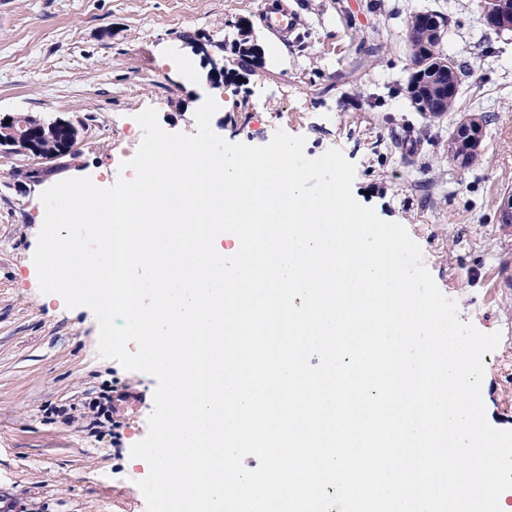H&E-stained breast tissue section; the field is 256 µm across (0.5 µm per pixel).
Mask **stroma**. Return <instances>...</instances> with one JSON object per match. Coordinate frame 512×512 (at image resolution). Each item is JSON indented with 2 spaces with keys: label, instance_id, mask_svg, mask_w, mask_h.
Listing matches in <instances>:
<instances>
[{
  "label": "stroma",
  "instance_id": "35a3bbf8",
  "mask_svg": "<svg viewBox=\"0 0 512 512\" xmlns=\"http://www.w3.org/2000/svg\"><path fill=\"white\" fill-rule=\"evenodd\" d=\"M287 4L296 30L276 36L264 19ZM477 0H0V118L33 114L82 126L77 158L53 182L119 169L141 134H123L155 108L168 132L192 134L205 97L213 131L231 143L267 144L282 130L316 158L340 149L355 164L352 191L420 246L461 321L501 332L484 354L486 418L512 430V235L498 204L512 192V32L487 34ZM452 18L444 54L470 60L456 112L433 118L404 95L410 13ZM266 48L257 72L226 88L208 65L229 57L239 32ZM489 118L469 169L448 158V134L468 113ZM0 151V512H146L138 487L148 466L130 464L148 434L157 381L98 354L99 325L86 307L48 300L31 279L44 184ZM124 400L114 399V392ZM120 433L122 447L113 449Z\"/></svg>",
  "mask_w": 512,
  "mask_h": 512
}]
</instances>
